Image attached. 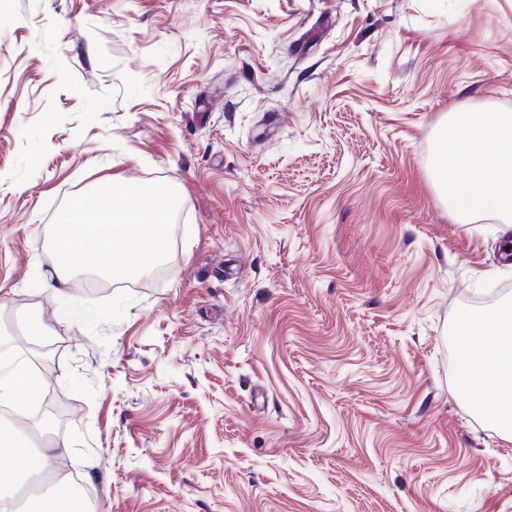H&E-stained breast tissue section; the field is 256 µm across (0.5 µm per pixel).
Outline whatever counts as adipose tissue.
I'll use <instances>...</instances> for the list:
<instances>
[{"label": "adipose tissue", "mask_w": 512, "mask_h": 512, "mask_svg": "<svg viewBox=\"0 0 512 512\" xmlns=\"http://www.w3.org/2000/svg\"><path fill=\"white\" fill-rule=\"evenodd\" d=\"M438 184L445 199L469 224L479 217L512 223V113L456 112L435 148ZM461 386L478 395L504 438L512 439V311L468 315L460 321ZM9 459L0 464V490L18 488L23 477L44 472L50 454L21 443L7 446ZM26 512H87L67 480L55 482L31 497Z\"/></svg>", "instance_id": "adipose-tissue-1"}]
</instances>
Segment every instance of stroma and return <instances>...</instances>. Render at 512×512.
I'll return each mask as SVG.
<instances>
[{"instance_id": "stroma-1", "label": "stroma", "mask_w": 512, "mask_h": 512, "mask_svg": "<svg viewBox=\"0 0 512 512\" xmlns=\"http://www.w3.org/2000/svg\"><path fill=\"white\" fill-rule=\"evenodd\" d=\"M461 111L512 113V0H0V336L51 355L50 473L98 512H512L460 388L512 285L435 185ZM115 179L178 192L166 274L45 295Z\"/></svg>"}]
</instances>
